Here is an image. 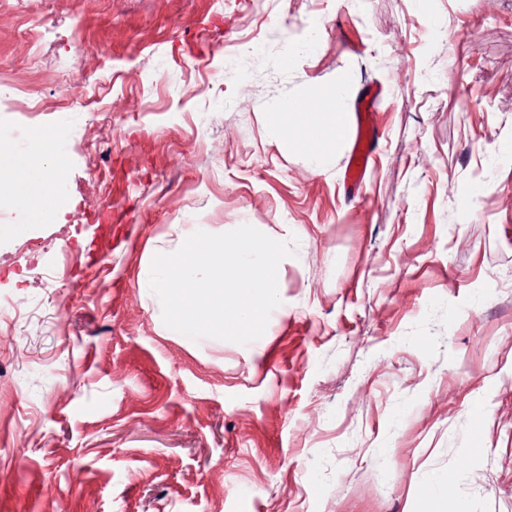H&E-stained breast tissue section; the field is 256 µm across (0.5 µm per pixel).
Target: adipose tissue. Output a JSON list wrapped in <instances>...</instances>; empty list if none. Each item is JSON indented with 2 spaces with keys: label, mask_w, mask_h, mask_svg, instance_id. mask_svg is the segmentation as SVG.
Listing matches in <instances>:
<instances>
[{
  "label": "adipose tissue",
  "mask_w": 512,
  "mask_h": 512,
  "mask_svg": "<svg viewBox=\"0 0 512 512\" xmlns=\"http://www.w3.org/2000/svg\"><path fill=\"white\" fill-rule=\"evenodd\" d=\"M321 93L312 91L309 101L315 108L310 112H293L288 106L267 113L270 134L284 149H301L313 165L319 166L327 158L328 150H340L348 141L352 129V115L343 106L322 108Z\"/></svg>",
  "instance_id": "adipose-tissue-1"
}]
</instances>
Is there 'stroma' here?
<instances>
[{"label": "stroma", "instance_id": "obj_1", "mask_svg": "<svg viewBox=\"0 0 512 512\" xmlns=\"http://www.w3.org/2000/svg\"><path fill=\"white\" fill-rule=\"evenodd\" d=\"M343 76L358 189L266 125ZM1 132L65 169L0 196V512H512V0H0ZM193 224L296 243L250 344L143 286ZM375 136L374 127L363 139L357 136L354 148L351 152L350 169L346 172V177L360 183H364L365 175L369 167L373 138Z\"/></svg>", "mask_w": 512, "mask_h": 512}]
</instances>
